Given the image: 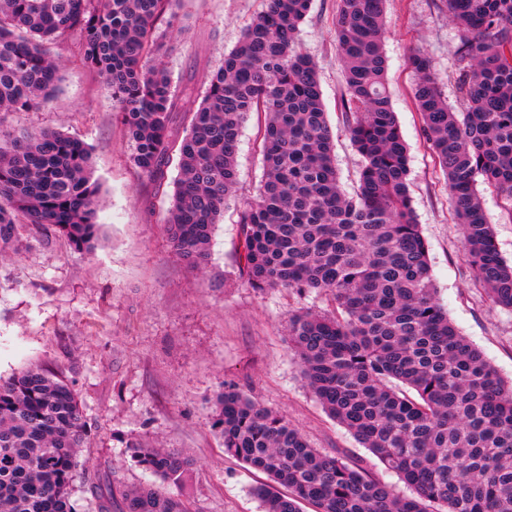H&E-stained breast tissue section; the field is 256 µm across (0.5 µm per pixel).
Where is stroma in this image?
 <instances>
[{"label": "stroma", "instance_id": "stroma-1", "mask_svg": "<svg viewBox=\"0 0 512 512\" xmlns=\"http://www.w3.org/2000/svg\"><path fill=\"white\" fill-rule=\"evenodd\" d=\"M262 0H181L176 23L159 22L158 58L174 82L204 90L205 79L261 10ZM337 0H312L298 46L313 57L327 117L336 137L342 188L357 186L361 158L344 132L342 68L336 54ZM384 52L388 88L408 146L411 192L428 243L437 297L451 321L512 381V310L476 288L448 203L444 178L425 142L412 97L413 51L433 61L443 92L457 104L454 51L460 32L441 0H388ZM62 80L56 103L38 111L0 112L10 130H54L92 150L101 187L100 240L91 254L49 231H25L18 254L0 257V376L31 364L63 377L83 409L88 446L78 474L94 471L134 486L154 477L133 462L128 446L147 439L193 458L176 493L200 512H262L254 496L264 474L225 455L212 428L213 404L225 385L283 414L310 444L367 461L397 492L407 488L323 411L305 386L290 349V312L326 307L324 298L250 287L238 269V213L252 200L263 170L261 119L250 116L240 138L238 185L218 222L204 270L187 266L166 245L177 162L164 184L139 175L127 160L124 129L100 78L82 66L77 42L54 48ZM477 191L500 254L512 261V213L485 184Z\"/></svg>", "mask_w": 512, "mask_h": 512}]
</instances>
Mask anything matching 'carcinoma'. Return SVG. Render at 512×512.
Listing matches in <instances>:
<instances>
[{"mask_svg":"<svg viewBox=\"0 0 512 512\" xmlns=\"http://www.w3.org/2000/svg\"><path fill=\"white\" fill-rule=\"evenodd\" d=\"M180 0H0V112L57 98L58 42L78 39L82 64L112 94L128 162L161 184L179 156L165 235L200 269L238 184L239 138L264 115L263 179L240 212L238 264L260 290L315 292L326 312L288 315L291 349L309 391L412 491L394 493L368 464L313 447L283 415L226 385L212 427L224 451L265 474L264 512H512V383L448 319L409 189V159L388 92L386 0H339L336 50L348 133L363 160L346 193L318 65L296 50L311 0H264L237 45L207 77L182 139L174 112L194 88L175 86L155 57L157 24ZM461 31L455 49L461 112L444 98L432 60L409 57L426 142L448 188L476 285L512 310V263L487 224L477 177L512 201V0H444ZM90 148L58 131L0 133V253L24 227L47 228L77 251L99 237ZM88 447L71 386L40 366L0 378V512H75L77 457ZM132 459L161 484L101 489L97 512H198L167 492L194 462L134 441Z\"/></svg>","mask_w":512,"mask_h":512,"instance_id":"obj_1","label":"carcinoma"}]
</instances>
